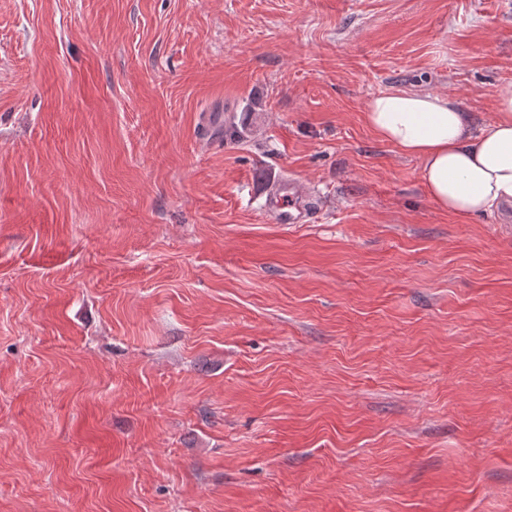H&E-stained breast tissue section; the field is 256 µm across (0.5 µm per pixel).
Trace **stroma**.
<instances>
[{
	"instance_id": "obj_1",
	"label": "stroma",
	"mask_w": 512,
	"mask_h": 512,
	"mask_svg": "<svg viewBox=\"0 0 512 512\" xmlns=\"http://www.w3.org/2000/svg\"><path fill=\"white\" fill-rule=\"evenodd\" d=\"M504 88L512 0H0V512H512V208L364 118ZM303 188L296 181H290L288 193L276 195L267 208L278 224H306L311 222L308 209L301 205Z\"/></svg>"
}]
</instances>
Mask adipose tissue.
Returning a JSON list of instances; mask_svg holds the SVG:
<instances>
[{
    "label": "adipose tissue",
    "mask_w": 512,
    "mask_h": 512,
    "mask_svg": "<svg viewBox=\"0 0 512 512\" xmlns=\"http://www.w3.org/2000/svg\"><path fill=\"white\" fill-rule=\"evenodd\" d=\"M367 125L384 142L421 159L430 200L469 218L512 201V90L495 96V118L480 128L452 96L386 91L366 108Z\"/></svg>",
    "instance_id": "obj_1"
}]
</instances>
